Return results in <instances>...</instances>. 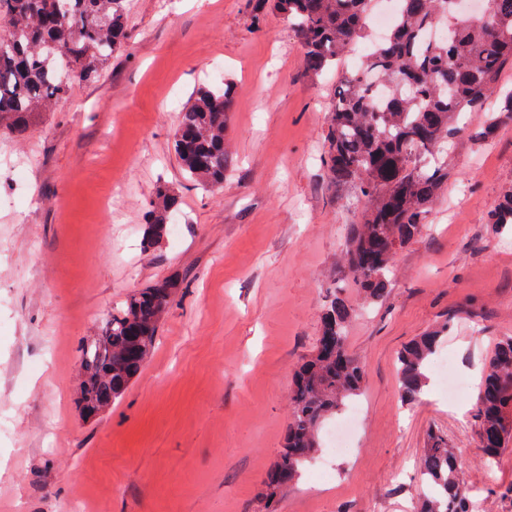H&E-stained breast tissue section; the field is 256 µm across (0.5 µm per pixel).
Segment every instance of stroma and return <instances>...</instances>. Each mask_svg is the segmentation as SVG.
I'll return each mask as SVG.
<instances>
[{"instance_id": "35a3bbf8", "label": "stroma", "mask_w": 512, "mask_h": 512, "mask_svg": "<svg viewBox=\"0 0 512 512\" xmlns=\"http://www.w3.org/2000/svg\"><path fill=\"white\" fill-rule=\"evenodd\" d=\"M255 0H129L131 40L94 83L75 84L22 136L0 129V512H264L258 489L288 428L295 367L320 309L343 289L346 228L363 203L321 162L335 74L304 75L299 39ZM221 66L236 86L230 174L182 177L172 142L193 88ZM454 177L420 238L394 257L381 307L359 311L348 347L365 366L357 446L321 449L278 512H416V465L441 439L472 512H512V448L478 445L477 385L512 336V230L485 218L512 182V121L461 138ZM175 182L176 237L140 245L157 180ZM179 286L141 373L106 412L76 404L82 346L113 307L170 276ZM447 326L429 374L401 397L397 355ZM335 471L331 483L319 468Z\"/></svg>"}]
</instances>
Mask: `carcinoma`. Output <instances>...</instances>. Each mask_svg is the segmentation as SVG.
Listing matches in <instances>:
<instances>
[{"label": "carcinoma", "instance_id": "cac0c4a2", "mask_svg": "<svg viewBox=\"0 0 512 512\" xmlns=\"http://www.w3.org/2000/svg\"><path fill=\"white\" fill-rule=\"evenodd\" d=\"M375 0H273V9L300 41L303 71L339 72L336 102L324 135L323 163L333 180L365 201L350 225L344 263L363 304L381 306L392 287L396 252L419 238L454 171L448 146L462 135L458 118L481 112L471 138L487 143L512 118V92L496 110L487 100L512 66V0H484L480 16L448 14V0H399L396 25L373 43L360 68L343 66L366 36L365 15ZM449 27L433 43L432 27ZM127 0H0V128L22 135L42 112H54L75 83L98 80L129 42ZM234 84L202 83L181 109L173 150L182 175L218 189L230 170L228 112ZM181 199L158 181L143 212V247L168 235ZM487 223L512 226V184L489 210ZM178 280L129 295L81 349L79 403L90 416L121 397L152 352ZM356 309L333 290L321 310L311 355L295 373L288 432L260 498L271 507L318 451L323 422L365 387L363 363L346 347ZM447 326L419 337L398 356L402 394L415 399L425 369ZM478 440L488 458L512 444V336L498 339L476 402ZM418 512H469L459 465L447 448L425 449Z\"/></svg>", "mask_w": 512, "mask_h": 512}]
</instances>
